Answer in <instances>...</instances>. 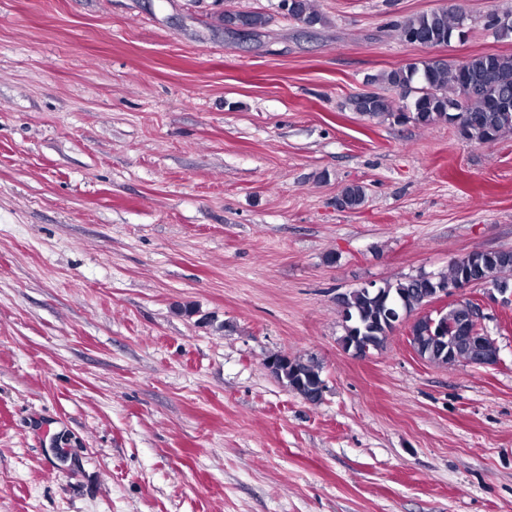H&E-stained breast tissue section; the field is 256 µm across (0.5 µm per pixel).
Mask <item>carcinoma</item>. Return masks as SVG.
Returning a JSON list of instances; mask_svg holds the SVG:
<instances>
[{
	"instance_id": "obj_1",
	"label": "carcinoma",
	"mask_w": 512,
	"mask_h": 512,
	"mask_svg": "<svg viewBox=\"0 0 512 512\" xmlns=\"http://www.w3.org/2000/svg\"><path fill=\"white\" fill-rule=\"evenodd\" d=\"M284 16L304 27L324 22L310 0H288ZM222 21L228 30L243 27L257 35L272 17L260 11L226 10ZM505 23L512 26V10L492 11L483 20L485 29L501 38L512 37V31L502 32ZM395 28L404 41L425 47L446 46L455 37L465 39L469 32L468 17L457 6L407 17ZM375 81L399 91L402 104L396 107L392 100L375 91L351 97L350 109L369 119L391 117L398 123L412 121L421 126L446 121L457 128L461 137L479 143L494 142L512 132V54L480 53L459 62L435 57L385 71ZM363 201V188L351 185L343 190L339 204L356 209ZM486 275L496 285L512 287V249L472 252L453 262L450 273L442 276L418 275L387 281L375 285L373 292L356 288L339 299L348 315L342 341L359 344L364 356L383 347L393 333L387 320L390 308L398 305L411 314L428 303L438 289ZM469 305L468 301L456 303L434 316L440 325L448 326V348L444 350L435 345L427 320L418 319L409 326L410 343L422 358L435 364L473 360L458 330ZM266 365L275 378L305 401L316 403L322 399L325 383L320 366L313 360L272 355Z\"/></svg>"
}]
</instances>
